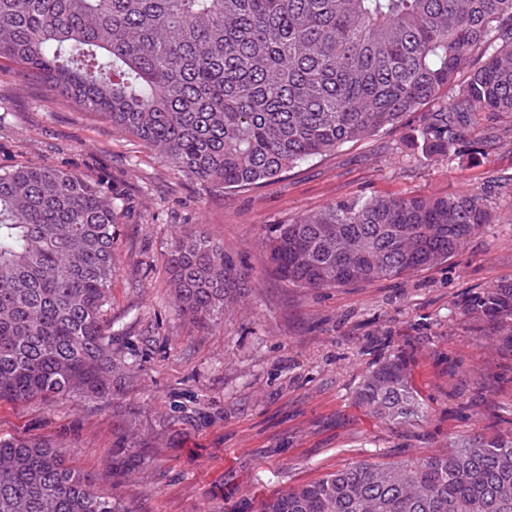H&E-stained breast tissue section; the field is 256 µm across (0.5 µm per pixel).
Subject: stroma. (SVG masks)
Masks as SVG:
<instances>
[{
	"instance_id": "stroma-1",
	"label": "stroma",
	"mask_w": 512,
	"mask_h": 512,
	"mask_svg": "<svg viewBox=\"0 0 512 512\" xmlns=\"http://www.w3.org/2000/svg\"><path fill=\"white\" fill-rule=\"evenodd\" d=\"M416 115L246 189H206L138 141L0 65V168L49 164L119 197L106 319L128 375L111 403L0 402V437L48 439L94 474L124 512H256L260 499L352 463L512 438V355L473 336L459 305L512 279V150L458 167L415 161ZM491 193L500 220L447 262L371 285L310 290L267 264L277 225L357 196ZM197 224L251 277L240 307L198 327L176 311L166 272L175 231ZM411 358L429 418L389 426L354 401L365 372Z\"/></svg>"
}]
</instances>
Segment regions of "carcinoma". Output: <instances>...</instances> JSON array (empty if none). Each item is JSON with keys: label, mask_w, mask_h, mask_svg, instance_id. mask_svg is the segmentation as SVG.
Masks as SVG:
<instances>
[{"label": "carcinoma", "mask_w": 512, "mask_h": 512, "mask_svg": "<svg viewBox=\"0 0 512 512\" xmlns=\"http://www.w3.org/2000/svg\"><path fill=\"white\" fill-rule=\"evenodd\" d=\"M0 59L207 188L272 180L419 113L412 144L462 164L512 148V0H0ZM497 209L465 190L352 197L278 225L268 260L313 290L373 284L465 248ZM112 191L52 165L0 169V400H112L120 359L105 313ZM175 307L208 327L250 275L197 227L167 259ZM512 354V281L461 304ZM390 425L425 409L399 351L355 391ZM0 512H119L55 445L0 438ZM258 512H512V440L362 461L281 490Z\"/></svg>", "instance_id": "obj_1"}]
</instances>
